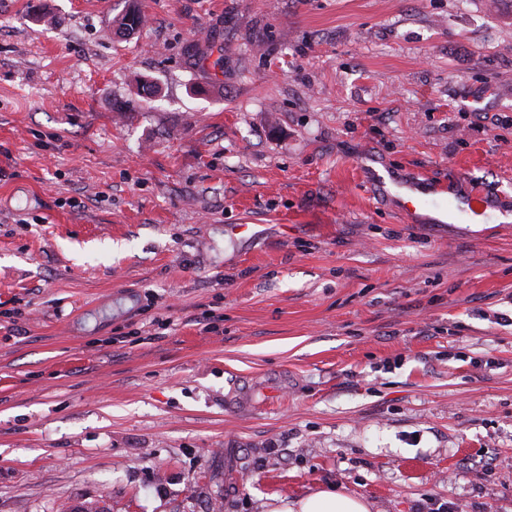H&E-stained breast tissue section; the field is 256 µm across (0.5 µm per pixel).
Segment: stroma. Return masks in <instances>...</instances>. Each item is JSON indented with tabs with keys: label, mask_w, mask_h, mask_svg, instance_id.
Masks as SVG:
<instances>
[{
	"label": "stroma",
	"mask_w": 512,
	"mask_h": 512,
	"mask_svg": "<svg viewBox=\"0 0 512 512\" xmlns=\"http://www.w3.org/2000/svg\"><path fill=\"white\" fill-rule=\"evenodd\" d=\"M127 5L0 0V512H512V0ZM447 196H445L446 194ZM448 196L453 197L454 209L452 212L456 220L473 221L476 218L484 219L487 215L488 203L479 192L469 191L465 195L458 194L449 187L435 186L431 191L423 195H407L403 199L402 209L407 215H418L423 210L445 211L444 201ZM270 499L265 512H372L369 501L336 487L321 488L294 501Z\"/></svg>",
	"instance_id": "1"
}]
</instances>
